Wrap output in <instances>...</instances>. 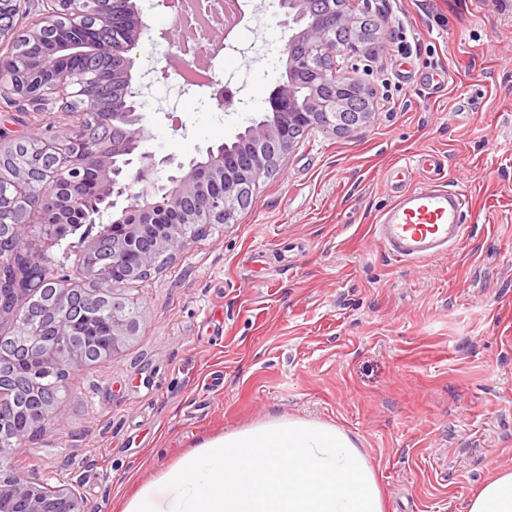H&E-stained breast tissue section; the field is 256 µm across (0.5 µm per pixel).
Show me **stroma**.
<instances>
[{
    "label": "stroma",
    "instance_id": "stroma-1",
    "mask_svg": "<svg viewBox=\"0 0 512 512\" xmlns=\"http://www.w3.org/2000/svg\"><path fill=\"white\" fill-rule=\"evenodd\" d=\"M148 33L131 68L157 91L174 52L162 0H136ZM380 47L351 60L374 91L347 136L309 130L257 184L250 207L129 291L144 314L112 359L76 371L48 432L20 452L36 479L75 484L87 512L122 502L208 438L276 415L340 427L375 466L385 512H465L512 468V0H369ZM278 0L249 15L263 58L227 49L205 87L146 98L145 150L186 162L268 113L286 79ZM441 89H431L429 76ZM63 112L0 101L9 137ZM434 154L467 196L451 255L394 260L372 235L396 162Z\"/></svg>",
    "mask_w": 512,
    "mask_h": 512
}]
</instances>
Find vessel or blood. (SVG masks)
<instances>
[{
    "label": "vessel or blood",
    "mask_w": 512,
    "mask_h": 512,
    "mask_svg": "<svg viewBox=\"0 0 512 512\" xmlns=\"http://www.w3.org/2000/svg\"><path fill=\"white\" fill-rule=\"evenodd\" d=\"M373 229L376 240L400 261L444 257L468 234L466 196L437 183L397 189Z\"/></svg>",
    "instance_id": "1"
}]
</instances>
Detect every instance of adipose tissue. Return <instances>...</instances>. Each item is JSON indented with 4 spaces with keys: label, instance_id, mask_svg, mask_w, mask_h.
<instances>
[{
    "label": "adipose tissue",
    "instance_id": "1",
    "mask_svg": "<svg viewBox=\"0 0 512 512\" xmlns=\"http://www.w3.org/2000/svg\"><path fill=\"white\" fill-rule=\"evenodd\" d=\"M122 512H384V503L375 468L349 434L272 418L202 441ZM467 512H512V469L495 470Z\"/></svg>",
    "mask_w": 512,
    "mask_h": 512
}]
</instances>
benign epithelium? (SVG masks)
Listing matches in <instances>:
<instances>
[{
  "label": "benign epithelium",
  "mask_w": 512,
  "mask_h": 512,
  "mask_svg": "<svg viewBox=\"0 0 512 512\" xmlns=\"http://www.w3.org/2000/svg\"><path fill=\"white\" fill-rule=\"evenodd\" d=\"M360 2L336 0L333 6L331 0H280L281 24L291 30L282 51L288 78L268 97L280 120L253 121L245 127L254 150L240 165L238 177L224 178V194L216 197L200 194L196 160L176 164L172 157L158 159L143 149L148 133L141 112V87L130 74V53L149 25L133 0H0V43H12V50L0 55V98L40 112L58 103L74 117L66 134L44 138L32 148L28 165L40 172L38 179L25 172L12 174L14 202L23 208V216L17 224L0 225L27 272V287L16 289L23 306L0 307V377H8L21 362L48 366L57 373L56 390L47 395L41 393L36 376L13 382L12 394L0 389V431L12 427L22 399L36 401L27 424L14 432L12 442L24 446L47 433L60 412L56 394L66 391L70 376L88 362L85 348L68 333L72 306L94 313L103 301H109L112 323L105 335L93 340L94 359L119 353L136 335L142 317L140 304L121 293L123 282L149 268L155 254L181 252L191 241L183 226L171 224L130 259L128 243L138 234L133 226L120 236L95 237L87 243L75 258L81 280L60 277L57 268L43 263L46 248L54 240L47 228L48 216L56 210L54 188L66 184L68 206L81 208L87 204L85 175L92 170L98 203L115 208L119 200L126 202L115 224L126 223L131 210L147 214L176 210L190 200L194 205L189 221L226 222L231 210L248 208L256 183L295 146L303 129L324 125L337 135H349L369 121L372 90L351 74L348 65L311 63L315 52L331 44L336 32L344 38L332 48L334 57L351 58L373 41ZM21 12L33 17L19 32L14 19ZM48 33L57 36L52 50L20 66L18 44L41 42ZM88 112L103 125L112 126L111 143L88 135L82 122ZM48 276L65 287L41 303L38 284ZM91 282L107 288L101 292L85 288ZM33 302L41 307H29ZM38 314L47 323L48 335L33 338L18 330ZM15 451L13 446L0 448V460L5 462L0 468V512H85L75 486L33 481L29 473L12 464Z\"/></svg>",
  "instance_id": "benign-epithelium-1"
}]
</instances>
